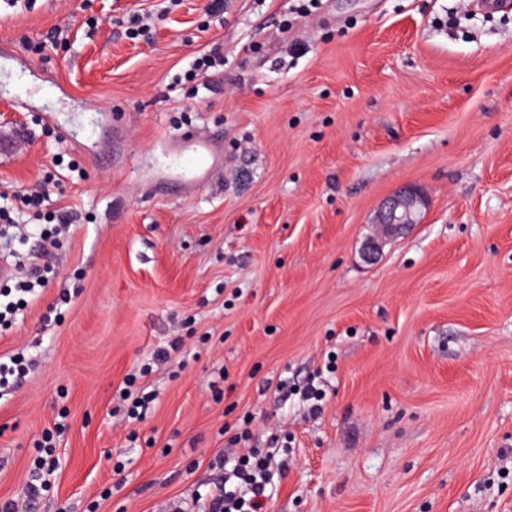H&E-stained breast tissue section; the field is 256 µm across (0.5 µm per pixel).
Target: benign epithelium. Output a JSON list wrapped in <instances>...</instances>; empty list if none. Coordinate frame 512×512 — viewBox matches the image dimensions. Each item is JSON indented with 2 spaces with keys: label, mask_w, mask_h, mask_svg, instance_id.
Here are the masks:
<instances>
[{
  "label": "benign epithelium",
  "mask_w": 512,
  "mask_h": 512,
  "mask_svg": "<svg viewBox=\"0 0 512 512\" xmlns=\"http://www.w3.org/2000/svg\"><path fill=\"white\" fill-rule=\"evenodd\" d=\"M427 206L424 192L415 184L404 185L389 195L373 220L375 232L361 245L362 260L368 264L377 261L389 241L407 234L423 222Z\"/></svg>",
  "instance_id": "obj_1"
}]
</instances>
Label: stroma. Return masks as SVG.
I'll return each mask as SVG.
<instances>
[{"label":"stroma","mask_w":512,"mask_h":512,"mask_svg":"<svg viewBox=\"0 0 512 512\" xmlns=\"http://www.w3.org/2000/svg\"><path fill=\"white\" fill-rule=\"evenodd\" d=\"M222 2L0 0V77L42 86L0 97L25 141L0 193L60 155L51 207L77 214L53 254L27 244L53 276L0 334L29 365L0 397V504L54 433L32 512H179L248 419L292 448L263 512H512V11ZM200 135L223 169L155 193L163 145ZM408 183L422 224L363 262ZM312 378L318 412L276 391ZM130 385L156 395L139 423Z\"/></svg>","instance_id":"35a3bbf8"}]
</instances>
